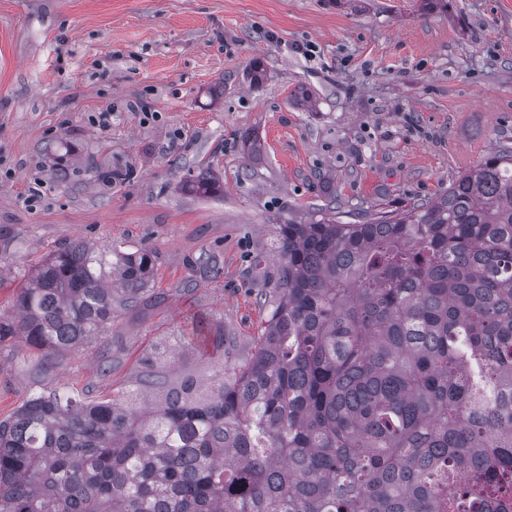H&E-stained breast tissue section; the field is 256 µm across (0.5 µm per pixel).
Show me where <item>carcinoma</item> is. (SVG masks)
Listing matches in <instances>:
<instances>
[{"mask_svg":"<svg viewBox=\"0 0 512 512\" xmlns=\"http://www.w3.org/2000/svg\"><path fill=\"white\" fill-rule=\"evenodd\" d=\"M222 192L210 169L185 181ZM244 358L109 398L44 391L0 420V512H512V146L403 209L331 199L276 228ZM123 288L112 294V276ZM153 255L51 254L15 336L55 356L151 301Z\"/></svg>","mask_w":512,"mask_h":512,"instance_id":"1","label":"carcinoma"}]
</instances>
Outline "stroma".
<instances>
[{
    "mask_svg": "<svg viewBox=\"0 0 512 512\" xmlns=\"http://www.w3.org/2000/svg\"><path fill=\"white\" fill-rule=\"evenodd\" d=\"M507 141L512 0H0V317L74 240L151 250L156 295L44 373L0 346V419L43 391L119 390L159 343L174 371L218 373L266 317L278 224L434 198ZM204 167L222 193L182 191ZM204 316L224 356L203 355Z\"/></svg>",
    "mask_w": 512,
    "mask_h": 512,
    "instance_id": "stroma-1",
    "label": "stroma"
}]
</instances>
